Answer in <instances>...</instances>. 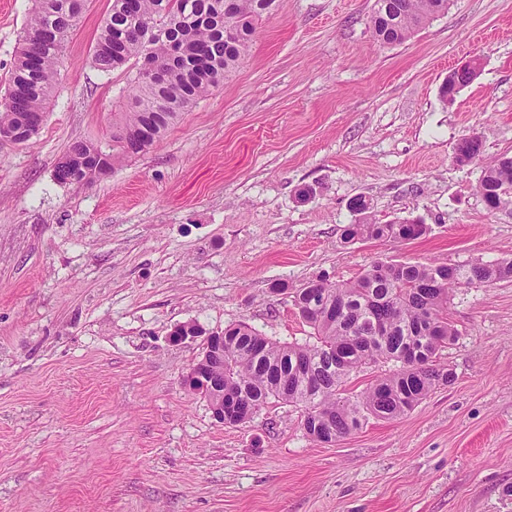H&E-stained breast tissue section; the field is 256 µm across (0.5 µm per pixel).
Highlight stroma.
Here are the masks:
<instances>
[{
    "label": "stroma",
    "mask_w": 512,
    "mask_h": 512,
    "mask_svg": "<svg viewBox=\"0 0 512 512\" xmlns=\"http://www.w3.org/2000/svg\"><path fill=\"white\" fill-rule=\"evenodd\" d=\"M373 4L276 0L145 154L60 184L72 142L108 141L132 76L93 66L110 0H88L38 135L0 141V512H512V282L451 293L452 383L334 443L275 400L221 425L182 383L201 343L172 342L179 324L308 338L277 286L512 259V209L477 192L484 162L512 156V0H451L395 46L373 38ZM33 7L0 0V95ZM473 133L482 160L457 164ZM358 195L426 235L344 244Z\"/></svg>",
    "instance_id": "35a3bbf8"
}]
</instances>
